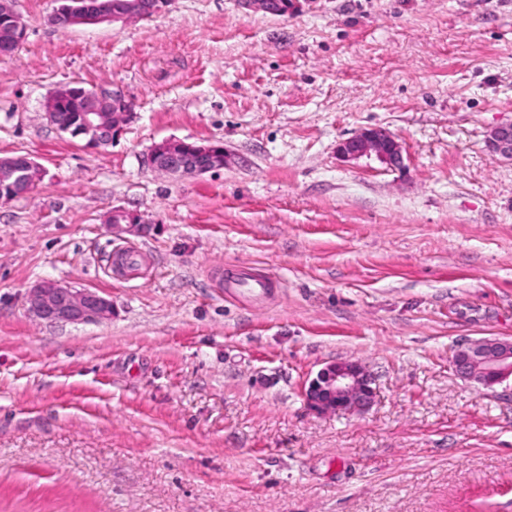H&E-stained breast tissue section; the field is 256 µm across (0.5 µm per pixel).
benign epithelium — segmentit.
Listing matches in <instances>:
<instances>
[{"mask_svg":"<svg viewBox=\"0 0 512 512\" xmlns=\"http://www.w3.org/2000/svg\"><path fill=\"white\" fill-rule=\"evenodd\" d=\"M171 0H121L110 10L97 0H66L50 17L57 27L80 22L127 23L149 19L164 12ZM27 25L16 12L13 0H0V53H10L26 39ZM80 103L76 123L69 126L76 139L89 149L112 143L122 127L134 116L131 99L116 92L88 90L79 81L58 86L44 101L45 115L55 127L62 125V112L71 102ZM487 148L495 159L512 161V123L493 130ZM340 154L349 159L375 155L390 167L401 163V146L386 130L366 129L343 141ZM231 160L224 146L199 145L163 140L152 146V167L169 175H202L224 168ZM44 169L28 155L0 157V201H10L32 192L42 181ZM110 223L114 232L144 234L148 224L137 214L115 211ZM28 311L50 322L82 323L112 318V302L96 292L72 288L54 280L35 284L27 296ZM451 365L456 375L486 387L512 378V341L482 339L458 348ZM374 378L359 361H341L321 369L305 390L308 409L317 414L367 411L375 401Z\"/></svg>","mask_w":512,"mask_h":512,"instance_id":"obj_1","label":"benign epithelium"}]
</instances>
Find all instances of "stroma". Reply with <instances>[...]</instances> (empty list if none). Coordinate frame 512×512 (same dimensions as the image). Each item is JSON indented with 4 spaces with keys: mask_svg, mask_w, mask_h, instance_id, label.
Wrapping results in <instances>:
<instances>
[{
    "mask_svg": "<svg viewBox=\"0 0 512 512\" xmlns=\"http://www.w3.org/2000/svg\"><path fill=\"white\" fill-rule=\"evenodd\" d=\"M57 5L15 0L27 39L0 57V156L45 170L0 202V512H512V385L450 366L512 341V161L487 149L512 123V0H172L68 29ZM72 80L134 102L111 145L47 121ZM378 127L401 166L338 154ZM165 139L232 162L160 174ZM117 209L149 231L113 234ZM230 268L277 284L240 295ZM47 279L111 320H35ZM344 360L371 408L309 412Z\"/></svg>",
    "mask_w": 512,
    "mask_h": 512,
    "instance_id": "1",
    "label": "stroma"
}]
</instances>
